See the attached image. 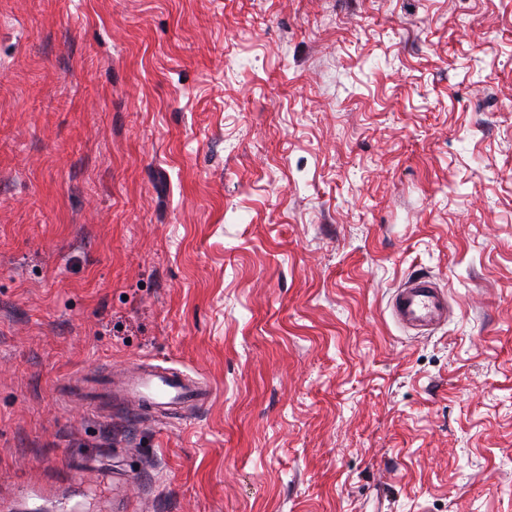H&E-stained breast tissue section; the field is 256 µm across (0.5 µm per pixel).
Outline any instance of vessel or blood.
Returning a JSON list of instances; mask_svg holds the SVG:
<instances>
[{"instance_id": "b4317fda", "label": "vessel or blood", "mask_w": 512, "mask_h": 512, "mask_svg": "<svg viewBox=\"0 0 512 512\" xmlns=\"http://www.w3.org/2000/svg\"><path fill=\"white\" fill-rule=\"evenodd\" d=\"M391 316L399 327L417 335L432 333L448 319V292L429 276L407 278L390 299ZM209 388L172 369L144 364L128 372L122 381L110 384L111 408L135 412L144 406L161 409L200 408Z\"/></svg>"}]
</instances>
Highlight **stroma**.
Listing matches in <instances>:
<instances>
[{
  "mask_svg": "<svg viewBox=\"0 0 512 512\" xmlns=\"http://www.w3.org/2000/svg\"><path fill=\"white\" fill-rule=\"evenodd\" d=\"M146 361L209 403L74 385ZM85 458L123 512H512V0H0V503ZM389 307L405 332L430 334L448 319V292L432 277H410L395 289Z\"/></svg>",
  "mask_w": 512,
  "mask_h": 512,
  "instance_id": "35a3bbf8",
  "label": "stroma"
}]
</instances>
